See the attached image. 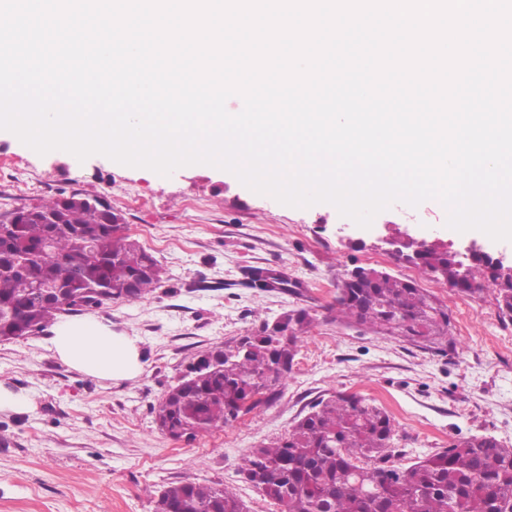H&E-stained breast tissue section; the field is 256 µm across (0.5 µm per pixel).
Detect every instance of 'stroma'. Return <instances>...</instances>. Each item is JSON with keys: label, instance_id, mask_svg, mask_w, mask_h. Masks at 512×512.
<instances>
[{"label": "stroma", "instance_id": "stroma-1", "mask_svg": "<svg viewBox=\"0 0 512 512\" xmlns=\"http://www.w3.org/2000/svg\"><path fill=\"white\" fill-rule=\"evenodd\" d=\"M72 190L106 198L165 280L145 299L90 311L137 339L134 379L68 367L45 333L0 341V383L33 402L25 413L0 412V512H153L164 487L188 479L232 489L247 512H282L239 474L241 459L337 392L362 395L390 416L395 458L405 465L474 434L512 447V323L491 294L462 295L377 247L396 229L511 261V241L447 227L446 210L430 199L393 203L365 229L340 220L333 205L286 206L218 168L184 166L165 177L99 154L41 155L0 130V212ZM417 211L426 222L414 220ZM357 266L414 280L447 305L453 347L434 352L338 319L337 282ZM255 270L282 276L285 287H250ZM292 309L312 322L275 394L191 442L158 430L152 405L197 354L256 335Z\"/></svg>", "mask_w": 512, "mask_h": 512}]
</instances>
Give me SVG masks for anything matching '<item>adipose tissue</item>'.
I'll return each instance as SVG.
<instances>
[{
  "mask_svg": "<svg viewBox=\"0 0 512 512\" xmlns=\"http://www.w3.org/2000/svg\"><path fill=\"white\" fill-rule=\"evenodd\" d=\"M49 342L63 363L92 378L122 381L141 372L135 340L113 333L111 324L96 317L59 320Z\"/></svg>",
  "mask_w": 512,
  "mask_h": 512,
  "instance_id": "obj_1",
  "label": "adipose tissue"
}]
</instances>
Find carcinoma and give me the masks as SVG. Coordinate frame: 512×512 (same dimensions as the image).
Wrapping results in <instances>:
<instances>
[{
  "label": "carcinoma",
  "mask_w": 512,
  "mask_h": 512,
  "mask_svg": "<svg viewBox=\"0 0 512 512\" xmlns=\"http://www.w3.org/2000/svg\"><path fill=\"white\" fill-rule=\"evenodd\" d=\"M406 261L465 295L491 292L499 315L512 322V270L491 261L457 259L442 244L409 240ZM162 280L158 260L126 232L103 197L75 190L0 212V340L41 333L63 313L112 299L138 300ZM50 285L56 294L37 293ZM340 319L444 352L451 343L448 308L415 281L371 268L337 284ZM289 335L266 330L240 348L208 351L197 371L152 407L165 434L194 440L233 425L291 372L301 335L312 322L304 310L284 314ZM393 423L357 394L322 399L288 434L251 449L239 472L283 512H512V448L473 435L408 467L389 463ZM154 512H246L226 487L182 481L165 487Z\"/></svg>",
  "instance_id": "carcinoma-1"
}]
</instances>
